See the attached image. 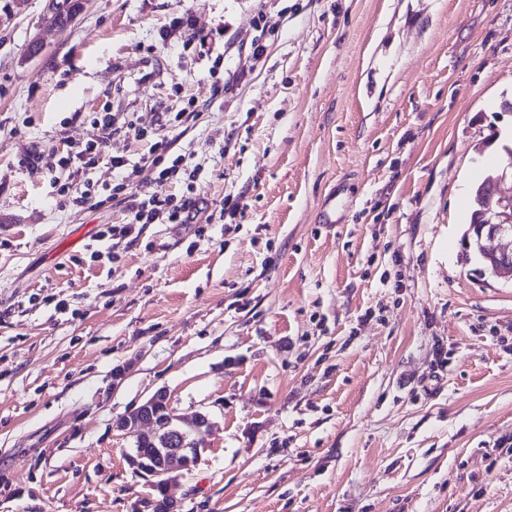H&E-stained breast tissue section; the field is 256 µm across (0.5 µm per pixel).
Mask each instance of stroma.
<instances>
[{"instance_id":"35a3bbf8","label":"stroma","mask_w":512,"mask_h":512,"mask_svg":"<svg viewBox=\"0 0 512 512\" xmlns=\"http://www.w3.org/2000/svg\"><path fill=\"white\" fill-rule=\"evenodd\" d=\"M47 5L0 0V512H148L114 424L159 390L211 422L180 512H512V284L464 241L512 155V0ZM185 13L207 50L162 41ZM163 132L235 219L100 239L113 157ZM73 175L100 206H59ZM99 125L101 126V131L98 130L99 134L97 137L92 139L90 143H88V146H86L83 150L75 152L72 156L70 153H68V157L66 158L67 160L70 161L71 157H75L82 165L87 166L91 164L92 161H94L95 157H98L103 153L107 145L108 137L106 136V131L110 125V121L107 120V117H104L102 124L99 123ZM91 154H93L94 157L89 156Z\"/></svg>"}]
</instances>
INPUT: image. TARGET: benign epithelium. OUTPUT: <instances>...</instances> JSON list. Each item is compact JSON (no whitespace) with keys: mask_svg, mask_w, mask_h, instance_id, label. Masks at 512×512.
<instances>
[{"mask_svg":"<svg viewBox=\"0 0 512 512\" xmlns=\"http://www.w3.org/2000/svg\"><path fill=\"white\" fill-rule=\"evenodd\" d=\"M501 179L503 176L500 175L488 186V200L495 204L492 217L488 223L476 225L475 230L480 237L485 272L512 283V248L502 244L505 239L512 240V195L499 193L497 186ZM162 403L170 404V398L167 392L159 390L136 410L118 418L115 428L135 442L170 440L173 447L160 448L151 458L142 448L133 449V454L129 455L130 462L155 477L164 491L173 471H189L197 465L198 456L190 446L191 436L204 434L210 422L206 415L199 414L191 424L184 426L177 416L157 413V407Z\"/></svg>","mask_w":512,"mask_h":512,"instance_id":"7a95c632","label":"benign epithelium"}]
</instances>
